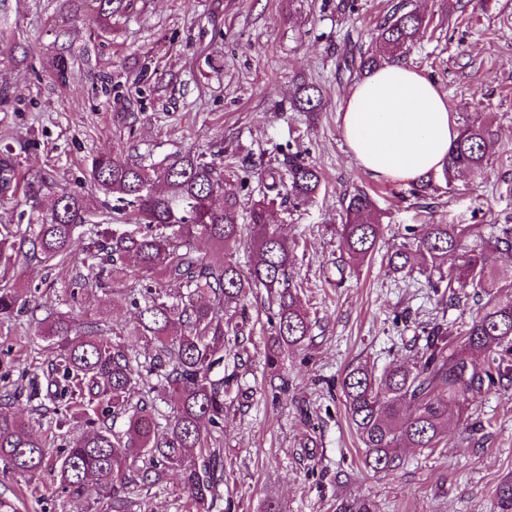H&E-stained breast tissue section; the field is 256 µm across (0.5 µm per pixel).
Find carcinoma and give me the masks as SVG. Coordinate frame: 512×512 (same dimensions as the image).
<instances>
[{
    "label": "carcinoma",
    "mask_w": 512,
    "mask_h": 512,
    "mask_svg": "<svg viewBox=\"0 0 512 512\" xmlns=\"http://www.w3.org/2000/svg\"><path fill=\"white\" fill-rule=\"evenodd\" d=\"M106 27L125 0H95ZM426 28L425 18L407 3L395 7L378 29L377 39L394 56L410 52ZM68 47L60 45L52 76L60 84L69 73ZM493 149L492 134L483 125H466L448 152L443 177L478 174ZM284 173L259 177L266 191L278 187L299 204L315 197L321 187L320 172L291 155L283 160ZM94 185L112 195V211L131 215L133 224H114L93 231L95 252L80 255L71 249L75 228L85 223L88 198L66 189L55 199L50 213L30 220L31 243L42 260H70L100 277L104 266L126 258L151 273L157 285L139 289L133 303L139 306L129 335L149 343L154 355L144 362L129 345L104 337V329L84 327L65 313L48 319L43 337L52 342L56 377L47 387L67 396L55 409V428L71 420H97L119 416L125 429L103 425L60 449L54 466L55 480L74 500L94 498L100 512L133 510L130 486H152L168 470L178 473L180 489L196 512H213L223 499L224 460L217 433L224 428V393L236 374L214 373L223 364L227 345L238 347L234 357L246 352L243 335L247 319L243 305L250 292L265 289L276 306L273 334L267 341V362H277L282 348L302 345L311 333V321L300 302L298 288L289 276L295 255L278 228L269 223L263 203L249 212L254 254L243 269L231 250L243 234L237 195L224 187V166L201 153L186 155L156 169L118 161L110 155L92 159ZM18 182L16 158L0 151V197L5 199ZM164 184L163 189L156 183ZM344 223L337 235L343 252L359 260L372 255L383 236V225L369 194L359 191L344 207ZM411 245H402L389 257L396 273L414 267L420 258L429 269L431 288L440 287L432 274L448 261L446 287L457 281L473 288L480 304L463 335L448 343L439 325L427 332L426 346L414 363L394 362L378 374L359 363L347 370L341 388L350 423L363 447L365 464L377 473L400 465L398 450L436 448L448 419V409L482 392L494 383L492 372L504 379L512 372L496 357L497 349L512 350V298L499 299L502 280L512 288V271L499 273L494 256L512 251V228L498 234L470 233L459 224H419L408 229ZM210 239L221 255L208 260L195 254L193 241ZM16 232L0 225V263L16 262ZM19 289L0 285V317L27 309ZM491 357L479 369L472 355ZM173 404L162 415L155 400ZM47 438L29 421L0 410V473L32 482L45 468Z\"/></svg>",
    "instance_id": "cac0c4a2"
}]
</instances>
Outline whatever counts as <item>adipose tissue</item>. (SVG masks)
I'll return each mask as SVG.
<instances>
[{"instance_id":"1","label":"adipose tissue","mask_w":512,"mask_h":512,"mask_svg":"<svg viewBox=\"0 0 512 512\" xmlns=\"http://www.w3.org/2000/svg\"><path fill=\"white\" fill-rule=\"evenodd\" d=\"M339 115L353 159L377 180H416L442 171L459 134L446 93L400 63L384 64L357 82Z\"/></svg>"}]
</instances>
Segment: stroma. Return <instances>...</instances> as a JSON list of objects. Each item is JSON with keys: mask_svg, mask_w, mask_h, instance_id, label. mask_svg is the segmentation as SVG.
Here are the masks:
<instances>
[{"mask_svg": "<svg viewBox=\"0 0 512 512\" xmlns=\"http://www.w3.org/2000/svg\"><path fill=\"white\" fill-rule=\"evenodd\" d=\"M133 0L104 24L91 4L66 21L61 0H0V149L10 148L20 171L41 168L38 200L50 208L61 187L90 195L87 224L73 248L91 245V226L105 223L104 196L93 186L91 161L109 154L123 162L163 165L189 148L221 152L224 181L244 209L262 200L259 169L302 153L322 174L304 204L274 201L279 225L296 257L292 268L312 320L303 346L284 350L279 374L287 394L269 387L265 342L272 312L249 297L251 341L237 386L224 398V500L231 512H261L267 498L284 512H348L366 501L375 512H502L499 486L512 480V386H493L453 406L439 448L402 449L404 463L388 474L367 470L345 409L340 382L348 367L383 368L413 362L431 323L456 340L476 312L473 290L456 302L433 291L420 274L402 276L386 254L418 224H476L483 234L512 226V0H408L427 23L406 57L448 94L458 125L489 126L494 148L479 177L436 179L430 206L410 194L409 181L373 179L352 158L340 133L339 110L354 79L336 76V59L351 40L376 49L379 25L398 0ZM66 27L76 58L66 84L49 76L55 31ZM322 90L317 111L298 112L292 99L307 85ZM363 189L381 214L384 237L371 258L349 265L336 228L345 195ZM6 282L35 297L20 320L0 321V404L56 449L88 431L86 420L52 429L48 396L27 401L31 381H44L50 353L41 319L67 312L85 325L126 333L137 311L126 300L144 284L141 270L115 268L95 287L78 286L82 267L40 263L31 243ZM0 496L19 512H96L93 500L73 502L43 477L37 487L0 474ZM148 512H189L176 472H166L146 496Z\"/></svg>", "mask_w": 512, "mask_h": 512, "instance_id": "obj_1", "label": "stroma"}]
</instances>
